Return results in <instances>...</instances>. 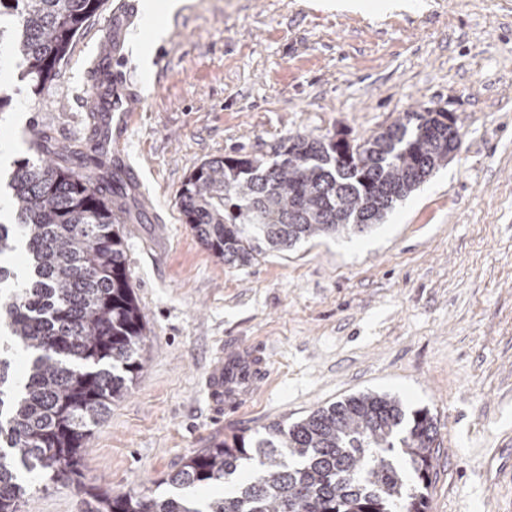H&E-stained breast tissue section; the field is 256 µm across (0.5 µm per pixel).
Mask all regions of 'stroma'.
<instances>
[{
  "mask_svg": "<svg viewBox=\"0 0 512 512\" xmlns=\"http://www.w3.org/2000/svg\"><path fill=\"white\" fill-rule=\"evenodd\" d=\"M120 2L102 0L39 90L0 72V171L30 157L33 128L52 148L91 145V73ZM388 2L193 0L147 70L150 27H128L145 103L124 143L141 218L122 233L146 362L92 434L82 487L31 479L19 512H86L87 486L168 493L212 443L367 392L435 417L429 512H512V480L483 474L493 451L512 457V0ZM427 107L454 113L461 147L365 232L231 267L183 221L180 189L208 160L297 133L361 140ZM237 347L259 348L267 376L211 418L205 372Z\"/></svg>",
  "mask_w": 512,
  "mask_h": 512,
  "instance_id": "obj_1",
  "label": "stroma"
}]
</instances>
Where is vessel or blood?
Masks as SVG:
<instances>
[{"mask_svg":"<svg viewBox=\"0 0 512 512\" xmlns=\"http://www.w3.org/2000/svg\"><path fill=\"white\" fill-rule=\"evenodd\" d=\"M131 18L128 12L112 15V66L107 74L112 85V99L104 112L107 127L100 133L103 148L111 150L118 161L123 158V143L134 114L143 106L140 91L125 73L124 32ZM265 374L266 361L253 350L241 349L229 358L216 354L204 378L212 416L221 418L225 405H236L250 399Z\"/></svg>","mask_w":512,"mask_h":512,"instance_id":"b4317fda","label":"vessel or blood"}]
</instances>
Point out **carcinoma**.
<instances>
[{
  "instance_id": "obj_1",
  "label": "carcinoma",
  "mask_w": 512,
  "mask_h": 512,
  "mask_svg": "<svg viewBox=\"0 0 512 512\" xmlns=\"http://www.w3.org/2000/svg\"><path fill=\"white\" fill-rule=\"evenodd\" d=\"M101 0H0V64L19 61L34 88L52 77ZM440 112H406L353 144L297 134L273 154L201 164L179 206L195 237L226 265L247 266L301 239L362 232L448 164L459 130ZM75 171L51 157L17 163L7 186L14 224L0 222V323L29 353L22 384L0 357V512H18L24 475L80 476L91 431L129 391L146 359V323L130 283L112 210L115 173L98 154L66 149ZM438 435L423 408L361 393L263 434H239L189 457L166 495H97L95 512H426ZM249 465L257 476L236 481ZM222 485L199 502L184 493Z\"/></svg>"
}]
</instances>
